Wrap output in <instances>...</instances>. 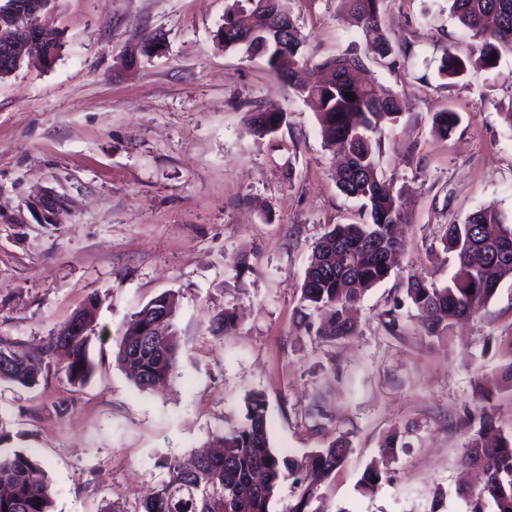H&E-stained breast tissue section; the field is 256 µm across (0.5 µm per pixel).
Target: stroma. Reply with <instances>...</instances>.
<instances>
[{"label":"stroma","instance_id":"obj_1","mask_svg":"<svg viewBox=\"0 0 512 512\" xmlns=\"http://www.w3.org/2000/svg\"><path fill=\"white\" fill-rule=\"evenodd\" d=\"M233 0H50L40 22L61 42L53 64L0 80V336L45 343L87 296L98 298L84 386L50 368L38 385L0 382V448L45 461L55 512H133L164 475L236 425L262 393L271 445L302 458L331 440L351 452L322 488L320 512H466L455 494L468 438L483 415L512 430V278L450 337L424 335L408 275L446 284L453 259L430 262L448 222L493 203L512 222V56L496 73L447 0H384L381 20L412 59L368 52L340 0H280L310 64L357 53L367 80L404 100L375 134L380 173L410 206L404 252L357 306L353 335L317 336L301 283L329 225L360 208L332 177L316 108L265 60L223 48ZM162 51L137 61L147 38ZM471 57L463 82L441 85L426 63ZM283 109L267 136L252 112ZM460 112L441 139L432 116ZM175 294L181 351L167 386L138 389L114 361L130 316ZM234 333L213 332L224 308ZM395 326H386V310ZM403 446L374 494L359 480L386 435Z\"/></svg>","mask_w":512,"mask_h":512}]
</instances>
